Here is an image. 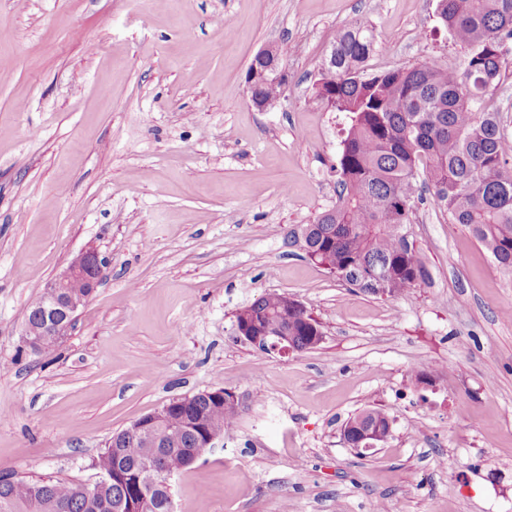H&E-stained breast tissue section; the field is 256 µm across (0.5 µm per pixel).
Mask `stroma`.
Segmentation results:
<instances>
[{
    "mask_svg": "<svg viewBox=\"0 0 512 512\" xmlns=\"http://www.w3.org/2000/svg\"><path fill=\"white\" fill-rule=\"evenodd\" d=\"M0 0V474L93 481L114 433L176 397L241 399L223 447L172 480L176 512H512V277L431 196L407 230L430 286L350 287L296 237L336 202L340 119L312 99L339 29L369 72L461 68L437 0ZM280 46L284 99L250 102ZM107 257L67 338L22 345L27 310L81 252ZM314 349L240 341L267 292ZM391 420L360 455L345 422ZM269 53L272 56V62L269 68L272 69L273 75H276L278 80L280 81L277 85L273 83V76H271L269 73V70H266L267 63H262L259 61V59H265L267 57V54ZM256 56H259V58H255ZM254 60H252L249 68L247 77L251 78L257 73L258 76V83H259V93L262 95V97L266 100L274 99L276 98L280 92H281V86L283 88V94L275 101L269 102V101H263L262 98L255 94L254 86L249 80L247 82L248 89L250 92V99L252 104L261 111L267 110L268 108H272L276 106L281 99H284L285 97V89L288 84V75L286 72L285 67L282 63V58L280 54V50L278 46L270 45L266 48L261 49L255 56ZM264 72V73H263Z\"/></svg>",
    "mask_w": 512,
    "mask_h": 512,
    "instance_id": "35a3bbf8",
    "label": "stroma"
}]
</instances>
